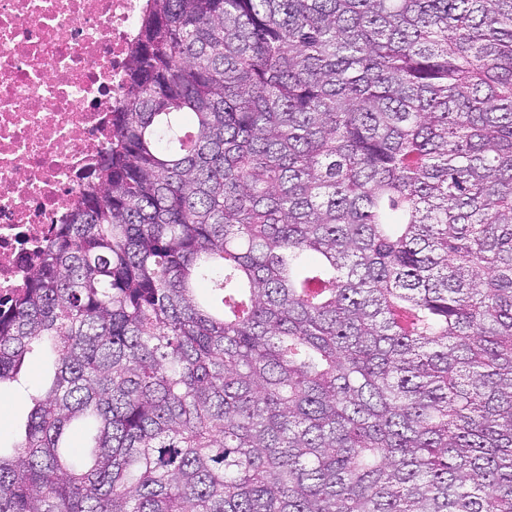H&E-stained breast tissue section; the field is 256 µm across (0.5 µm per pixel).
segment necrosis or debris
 Returning a JSON list of instances; mask_svg holds the SVG:
<instances>
[{"label": "necrosis or debris", "mask_w": 512, "mask_h": 512, "mask_svg": "<svg viewBox=\"0 0 512 512\" xmlns=\"http://www.w3.org/2000/svg\"><path fill=\"white\" fill-rule=\"evenodd\" d=\"M147 0H0V295L21 287L112 139Z\"/></svg>", "instance_id": "obj_1"}]
</instances>
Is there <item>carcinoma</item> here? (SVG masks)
Listing matches in <instances>:
<instances>
[{"mask_svg":"<svg viewBox=\"0 0 512 512\" xmlns=\"http://www.w3.org/2000/svg\"><path fill=\"white\" fill-rule=\"evenodd\" d=\"M125 95L0 512H512V0H148Z\"/></svg>","mask_w":512,"mask_h":512,"instance_id":"cac0c4a2","label":"carcinoma"}]
</instances>
